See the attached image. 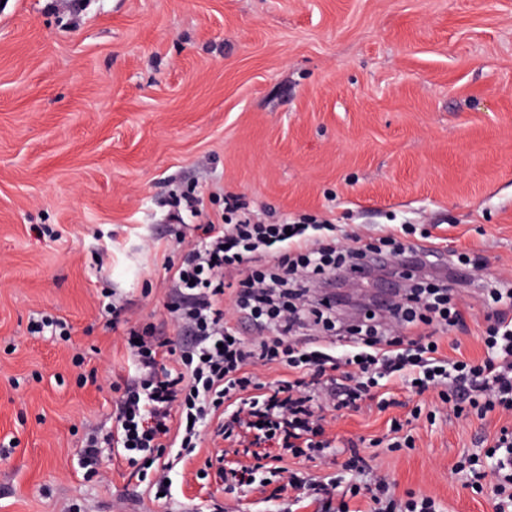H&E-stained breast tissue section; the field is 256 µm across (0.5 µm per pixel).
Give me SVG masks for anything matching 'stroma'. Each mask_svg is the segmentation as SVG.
<instances>
[{"label": "stroma", "mask_w": 512, "mask_h": 512, "mask_svg": "<svg viewBox=\"0 0 512 512\" xmlns=\"http://www.w3.org/2000/svg\"><path fill=\"white\" fill-rule=\"evenodd\" d=\"M196 187L338 238L437 231L477 267L441 274L465 329L442 354L479 359L480 281L512 278V0H0V512H318L197 479L224 442L205 432L155 499L119 460L78 466L109 430L129 353L99 313L108 289L179 341L165 267L183 253L169 198ZM50 314L64 336L28 325ZM386 411L337 416L369 475L441 512H494L455 467L512 416H454L396 390ZM418 419H410L414 408ZM410 419L415 445L376 441Z\"/></svg>", "instance_id": "1"}]
</instances>
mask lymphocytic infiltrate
Returning a JSON list of instances; mask_svg holds the SVG:
<instances>
[{
  "label": "lymphocytic infiltrate",
  "mask_w": 512,
  "mask_h": 512,
  "mask_svg": "<svg viewBox=\"0 0 512 512\" xmlns=\"http://www.w3.org/2000/svg\"><path fill=\"white\" fill-rule=\"evenodd\" d=\"M236 220L190 225L176 241L185 252L181 265L168 267L171 321L183 334L178 344L157 336L153 327L124 317L113 302L101 304L121 331L130 353L132 372L105 434L89 433L78 465L86 475L98 474L105 455L147 474L155 493L170 495L167 484L175 462L192 458L205 428L242 447L250 462L232 468L217 466L215 482L228 488L265 486V477L279 473L284 457L311 458L332 449L318 397L335 410H356L366 399L379 408L393 405L383 384L397 380L416 394L437 392L453 413L474 409L484 417L512 412V284L488 288L493 310L482 343L481 360L450 358L439 351V337L462 324L463 316L447 289L429 290L421 310L395 306L366 317L364 323L339 328L336 336L309 345L296 330L306 313L287 303L288 286L297 274L320 278L353 265L366 253L380 258L405 255L414 270L444 267L447 259L463 263L468 252L439 253L437 238L424 233L402 241L395 234L363 247L359 237L340 243L332 224L269 223L243 212L229 199ZM230 303H223L224 294ZM251 324V336L233 325V315ZM342 355H335L336 345ZM278 365L288 373L270 388L257 380L259 368ZM342 467L352 482L346 499L336 497L331 480L289 471L283 489L301 490L318 501L320 512H351L350 498L366 494L371 512H438L429 496L400 503L389 498L384 478L363 485L357 480L367 462L355 443L341 448ZM459 472L473 488L486 476L495 512H512V432L501 429L486 442L483 455L472 456Z\"/></svg>",
  "instance_id": "lymphocytic-infiltrate-1"
}]
</instances>
